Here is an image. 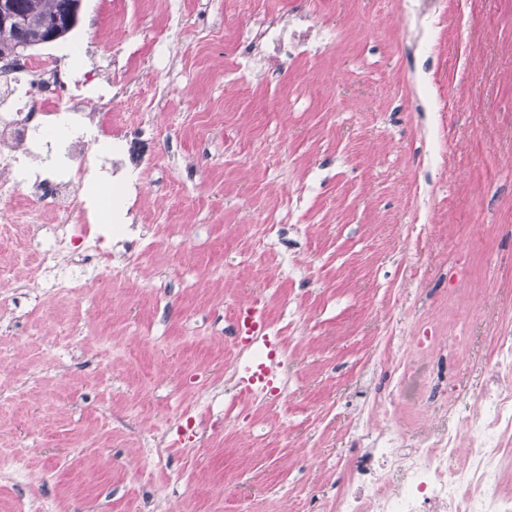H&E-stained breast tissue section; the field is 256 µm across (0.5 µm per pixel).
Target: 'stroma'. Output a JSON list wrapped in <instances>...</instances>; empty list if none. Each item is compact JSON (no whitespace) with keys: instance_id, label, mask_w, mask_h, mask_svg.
I'll return each mask as SVG.
<instances>
[{"instance_id":"stroma-1","label":"stroma","mask_w":512,"mask_h":512,"mask_svg":"<svg viewBox=\"0 0 512 512\" xmlns=\"http://www.w3.org/2000/svg\"><path fill=\"white\" fill-rule=\"evenodd\" d=\"M229 8L83 0L73 30L26 51L79 49L76 79L139 47L122 69L137 94L113 110L145 130L125 169L145 204L103 243L124 278L79 299L29 287L25 227L0 233L16 282L0 344L19 351L0 368V512H328L382 442L383 346L408 355L447 324L431 379L461 394L452 425L476 412L512 316V0H247L241 34L301 17L317 39L242 75ZM252 303L288 345L284 394L241 396L228 424Z\"/></svg>"}]
</instances>
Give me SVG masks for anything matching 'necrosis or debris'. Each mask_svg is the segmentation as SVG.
<instances>
[{
	"mask_svg": "<svg viewBox=\"0 0 512 512\" xmlns=\"http://www.w3.org/2000/svg\"><path fill=\"white\" fill-rule=\"evenodd\" d=\"M253 39L275 56L309 47L308 31L288 22L259 24ZM129 94L117 78L73 80L40 59L0 61V224L40 223V215L17 206L22 191L48 200L53 236L30 239L29 247L38 259L34 277L50 293L79 297L103 272L121 275V266L102 249L84 196L97 170L112 175V197L122 195L115 179L121 159L91 150L98 137L93 115ZM446 345V337L435 334L418 340L413 361L387 353L400 368L397 399L379 405L376 419L420 417L430 361ZM491 359L493 378L473 419L450 427L448 404L456 394L446 392L433 405L432 432L404 453L399 434L388 430L369 465L347 470L330 512H512V485L503 484L512 478L511 331L492 337Z\"/></svg>",
	"mask_w": 512,
	"mask_h": 512,
	"instance_id": "necrosis-or-debris-1",
	"label": "necrosis or debris"
}]
</instances>
